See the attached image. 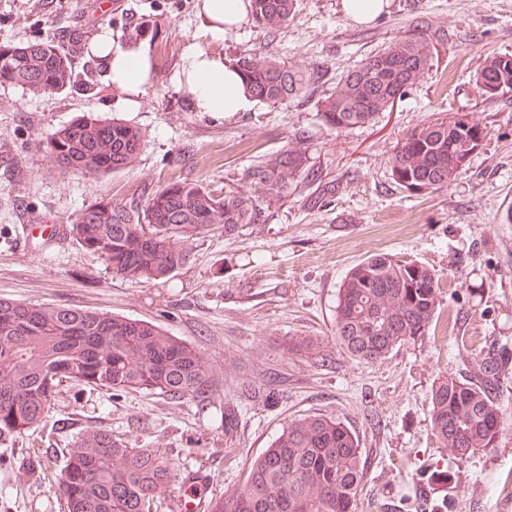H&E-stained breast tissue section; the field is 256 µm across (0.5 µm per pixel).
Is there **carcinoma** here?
<instances>
[{
	"label": "carcinoma",
	"instance_id": "1",
	"mask_svg": "<svg viewBox=\"0 0 512 512\" xmlns=\"http://www.w3.org/2000/svg\"><path fill=\"white\" fill-rule=\"evenodd\" d=\"M297 0H249L255 27L268 33L286 26ZM433 65L423 36L391 41L343 73L321 101L324 122L344 131L370 122L397 95L404 96ZM235 67L251 95L264 103L306 92L309 79L276 58L246 53ZM74 80L70 58L45 42L0 44V83L34 96L55 93ZM476 84L490 97L512 91V52L486 59ZM487 127L450 119L423 121L398 142L391 177L409 191L438 189L468 167L462 163ZM140 131L119 120L80 115L57 129L47 148L58 167L105 174L131 166L140 154ZM300 165L288 150L255 173L263 192L281 189ZM257 219L249 191L222 194L174 180L144 204L103 198L82 210L69 234L82 248L103 256L112 272L134 282L171 275L190 262L183 243L216 224L232 234ZM442 302L439 280L425 265L386 253L349 269L336 301V341L352 359L374 363L429 330ZM474 379L448 374L431 389L430 419L441 447L463 464L492 446L500 419L503 358L477 361ZM211 367L196 348L143 320L68 307L0 301V440L19 437L45 419L63 382L107 391H149L182 398L209 390ZM358 438L341 422L310 415L285 426L251 465L242 485L213 512H355L365 477ZM171 463L155 448H130L90 425L77 438L56 492L67 512H152L166 492Z\"/></svg>",
	"mask_w": 512,
	"mask_h": 512
}]
</instances>
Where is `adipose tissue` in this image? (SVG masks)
<instances>
[{"label":"adipose tissue","instance_id":"1","mask_svg":"<svg viewBox=\"0 0 512 512\" xmlns=\"http://www.w3.org/2000/svg\"><path fill=\"white\" fill-rule=\"evenodd\" d=\"M201 11L207 19V33L214 39L223 38L248 16L243 0H202ZM91 52L103 59L114 89L125 95L126 106L135 108L150 79L148 55L115 45L111 31L106 29L96 34ZM180 85L199 112H243L251 104V94L238 71L194 44L182 57Z\"/></svg>","mask_w":512,"mask_h":512}]
</instances>
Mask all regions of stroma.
I'll list each match as a JSON object with an SVG mask.
<instances>
[{"label": "stroma", "mask_w": 512, "mask_h": 512, "mask_svg": "<svg viewBox=\"0 0 512 512\" xmlns=\"http://www.w3.org/2000/svg\"><path fill=\"white\" fill-rule=\"evenodd\" d=\"M199 2L0 0V43L52 42L70 52L76 75L42 96L0 84V300L148 321L212 367V386L197 397L62 383L43 424L0 441V512H66L54 487L90 425L170 460L156 512H180L186 478L197 473L211 505L243 483L285 425L317 413L345 424L364 450L356 512H410L421 502L433 512H512V224L502 221L512 206V92L488 98L476 86L488 57L512 51V0H384L368 22L349 18L343 0H297L276 35L247 21L220 40L204 37ZM103 28L150 56L135 110L91 52ZM417 34L434 47L429 74L371 123L328 127L321 100L341 74ZM193 42L228 63L271 55L315 82L282 103L198 112L179 85ZM458 111L488 129L468 169L435 191L400 189L390 176L397 142L418 122ZM82 114L141 131L133 167L94 176L53 164L49 134ZM297 144L302 165L287 188L259 195L256 221L229 235L218 224L189 241L191 262L169 277L126 280L68 233L105 195L139 203L176 179L250 189L254 166ZM378 252L431 269L442 303L424 337L367 363L336 342V297L348 270ZM299 337L312 350H292ZM492 350L505 354L503 432L460 465L433 434L431 387L448 372L470 376Z\"/></svg>", "instance_id": "stroma-1"}]
</instances>
